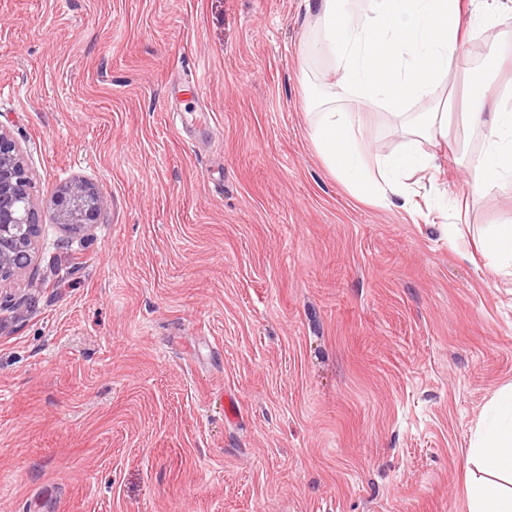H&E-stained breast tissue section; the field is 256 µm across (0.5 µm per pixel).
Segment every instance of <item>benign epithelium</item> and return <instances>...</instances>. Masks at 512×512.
I'll use <instances>...</instances> for the list:
<instances>
[{
    "label": "benign epithelium",
    "instance_id": "obj_1",
    "mask_svg": "<svg viewBox=\"0 0 512 512\" xmlns=\"http://www.w3.org/2000/svg\"><path fill=\"white\" fill-rule=\"evenodd\" d=\"M105 207L92 183L74 178L52 197V223L82 234ZM40 224L32 202V182L10 133L0 127V283L22 275L32 262Z\"/></svg>",
    "mask_w": 512,
    "mask_h": 512
}]
</instances>
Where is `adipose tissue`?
I'll use <instances>...</instances> for the list:
<instances>
[{"label": "adipose tissue", "instance_id": "adipose-tissue-1", "mask_svg": "<svg viewBox=\"0 0 512 512\" xmlns=\"http://www.w3.org/2000/svg\"><path fill=\"white\" fill-rule=\"evenodd\" d=\"M317 35L315 48L327 61L326 98L307 101L311 137L328 167L355 196L389 206L409 202V179L431 169L435 157L423 142L448 138L447 113L419 114L411 102L436 97L469 67L466 32L484 33L492 54L505 50L497 32L501 0H305ZM349 108L337 109L339 100ZM380 107L405 129L400 150L368 161L360 115ZM468 122L482 128L481 152L470 163L469 184L490 197L512 179V98L498 97L491 81L474 83ZM489 266L512 273V224L493 225L481 241ZM491 421L478 426L475 450L486 473L471 483L469 512H512V387L495 399Z\"/></svg>", "mask_w": 512, "mask_h": 512}]
</instances>
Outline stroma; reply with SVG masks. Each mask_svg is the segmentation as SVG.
Here are the masks:
<instances>
[{
    "label": "stroma",
    "mask_w": 512,
    "mask_h": 512,
    "mask_svg": "<svg viewBox=\"0 0 512 512\" xmlns=\"http://www.w3.org/2000/svg\"><path fill=\"white\" fill-rule=\"evenodd\" d=\"M304 18L0 0V128L35 198L80 177L105 199L88 236L46 224L7 287L0 512H468L476 428L512 384V277L477 248L512 182L467 183L461 74L413 207L356 199L311 142L327 65ZM361 124L399 149L381 109Z\"/></svg>",
    "instance_id": "35a3bbf8"
}]
</instances>
